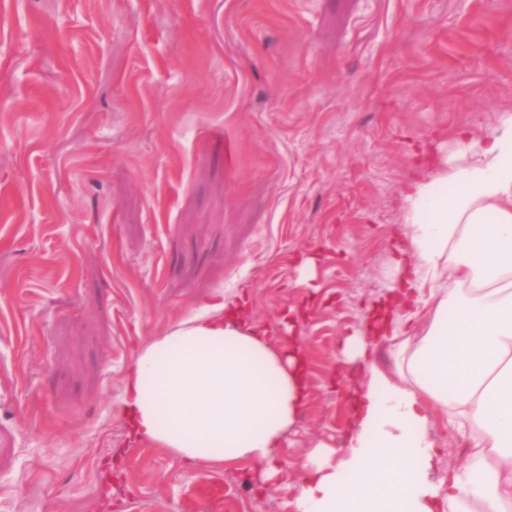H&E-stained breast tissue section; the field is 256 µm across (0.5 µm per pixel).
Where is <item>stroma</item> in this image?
<instances>
[{
  "mask_svg": "<svg viewBox=\"0 0 512 512\" xmlns=\"http://www.w3.org/2000/svg\"><path fill=\"white\" fill-rule=\"evenodd\" d=\"M503 110L512 0H0V512H294L353 422L340 345L388 295L408 194ZM242 292L275 331L307 311L270 479L123 415L139 351Z\"/></svg>",
  "mask_w": 512,
  "mask_h": 512,
  "instance_id": "1",
  "label": "stroma"
}]
</instances>
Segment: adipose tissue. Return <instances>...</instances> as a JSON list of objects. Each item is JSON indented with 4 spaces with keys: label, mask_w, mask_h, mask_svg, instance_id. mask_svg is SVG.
<instances>
[{
    "label": "adipose tissue",
    "mask_w": 512,
    "mask_h": 512,
    "mask_svg": "<svg viewBox=\"0 0 512 512\" xmlns=\"http://www.w3.org/2000/svg\"><path fill=\"white\" fill-rule=\"evenodd\" d=\"M412 256L394 263L384 314L391 368L358 388L343 453L320 450L295 512H512V111L485 134H461L447 170L407 198ZM426 317L419 339L412 322ZM304 362L241 310L216 304L172 325L130 369V434L184 462H268L305 396ZM465 434L464 467L431 480L430 414Z\"/></svg>",
    "instance_id": "obj_1"
}]
</instances>
